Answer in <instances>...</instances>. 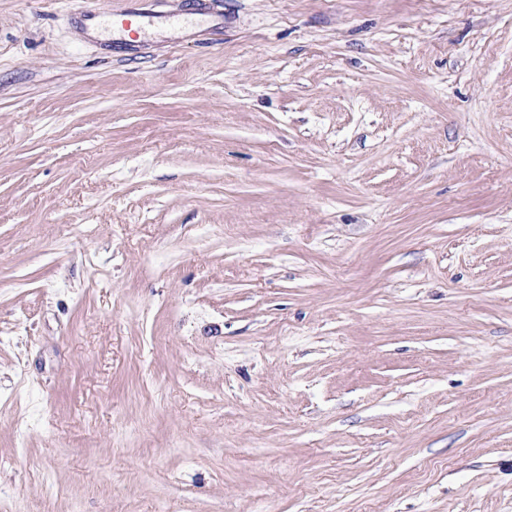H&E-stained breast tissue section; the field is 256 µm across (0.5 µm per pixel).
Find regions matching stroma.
I'll return each mask as SVG.
<instances>
[{
    "instance_id": "stroma-1",
    "label": "stroma",
    "mask_w": 512,
    "mask_h": 512,
    "mask_svg": "<svg viewBox=\"0 0 512 512\" xmlns=\"http://www.w3.org/2000/svg\"><path fill=\"white\" fill-rule=\"evenodd\" d=\"M194 2L0 0V512H512V0Z\"/></svg>"
}]
</instances>
